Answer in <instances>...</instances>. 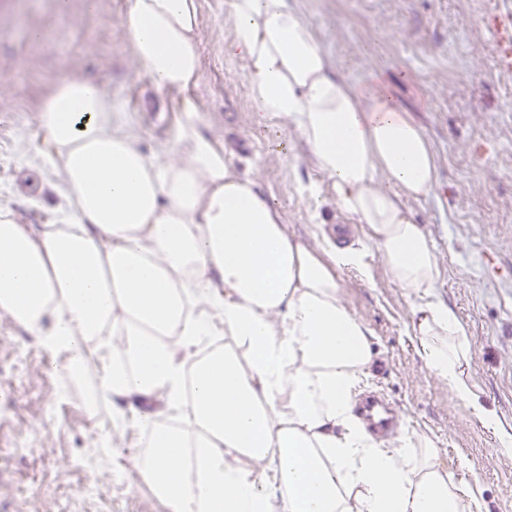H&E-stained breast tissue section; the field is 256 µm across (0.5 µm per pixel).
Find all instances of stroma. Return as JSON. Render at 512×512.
Segmentation results:
<instances>
[{"label":"stroma","mask_w":512,"mask_h":512,"mask_svg":"<svg viewBox=\"0 0 512 512\" xmlns=\"http://www.w3.org/2000/svg\"><path fill=\"white\" fill-rule=\"evenodd\" d=\"M311 25L338 76L384 83L427 134L437 185L407 208L434 244L437 300L457 311L470 342L467 373L482 400L512 425V73L498 69L483 15L492 0H288ZM129 0H0V209L31 236L59 223V177H34L31 146L47 148L38 112L61 77L89 78L119 104L145 151L162 153L173 134L160 127L180 92L158 93L121 24ZM227 0H200L201 71L190 93L204 132L254 173L282 215L290 238L311 248L324 224H347L362 245L364 225L335 205H320L301 185L325 184L292 127L254 122L243 61L225 56ZM42 28L49 53L28 37ZM39 195L40 206L28 198ZM367 272H336L349 311L372 331L374 365L365 392L383 394L405 434L431 441L455 482L479 492L486 512H512V457L426 368L413 336L417 299L390 279L376 251ZM95 370L72 374L66 356L0 312V512H167L136 464L149 434L127 425L117 447L94 450L114 432L111 415L130 402L100 398L86 414Z\"/></svg>","instance_id":"obj_1"}]
</instances>
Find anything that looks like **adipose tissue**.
I'll use <instances>...</instances> for the list:
<instances>
[{
    "label": "adipose tissue",
    "mask_w": 512,
    "mask_h": 512,
    "mask_svg": "<svg viewBox=\"0 0 512 512\" xmlns=\"http://www.w3.org/2000/svg\"><path fill=\"white\" fill-rule=\"evenodd\" d=\"M226 55L249 72L258 120L293 126L337 207L368 228L363 248L288 237L256 179L206 135L194 98L163 155L146 153L90 79H61L39 110L63 221L39 237L0 212V311L98 389L164 400L173 428L150 431L143 478L167 512H485L433 444H387L355 413L372 362L370 329L334 275L374 249L418 301L425 366L512 455L467 378L455 310L434 301L435 248L406 208L429 195L436 158L384 86L339 79L288 0H228ZM122 25L158 91L199 77V0H129ZM200 304L204 313L188 308ZM224 347L183 358L209 337Z\"/></svg>",
    "instance_id": "1"
}]
</instances>
